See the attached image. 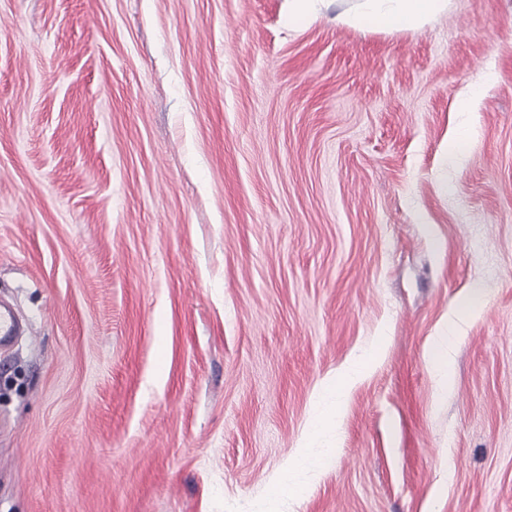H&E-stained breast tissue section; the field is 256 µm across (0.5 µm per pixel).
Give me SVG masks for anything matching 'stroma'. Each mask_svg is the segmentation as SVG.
I'll use <instances>...</instances> for the list:
<instances>
[{
	"mask_svg": "<svg viewBox=\"0 0 512 512\" xmlns=\"http://www.w3.org/2000/svg\"><path fill=\"white\" fill-rule=\"evenodd\" d=\"M352 5L0 0V512H512V0ZM334 0H288V24L316 19ZM336 20L359 29L416 30L448 10L447 0H354ZM27 325H23L15 314L0 306V347L9 345L16 336L25 334ZM466 317H469V314L462 310H450L448 313V323H446L444 332L441 336H435L431 343L429 349L430 361L442 386H447L451 382V374L449 370H447V367L455 342L459 337L457 335L461 324ZM362 356L358 360L349 363L341 372L340 379L334 384H327L323 386L321 390L322 399H332L334 404V410L330 415V419L327 420L325 425H336V419L339 418L340 404L342 397V389L345 386H349L357 382L364 374L361 362Z\"/></svg>",
	"mask_w": 512,
	"mask_h": 512,
	"instance_id": "obj_1",
	"label": "stroma"
}]
</instances>
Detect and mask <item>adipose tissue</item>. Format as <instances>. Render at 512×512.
Here are the masks:
<instances>
[{
	"mask_svg": "<svg viewBox=\"0 0 512 512\" xmlns=\"http://www.w3.org/2000/svg\"><path fill=\"white\" fill-rule=\"evenodd\" d=\"M448 8V0H355L353 7L338 14L339 22L359 29L386 31L415 30ZM466 314L450 310L441 336L431 343L430 361L442 385H449L448 363Z\"/></svg>",
	"mask_w": 512,
	"mask_h": 512,
	"instance_id": "1",
	"label": "adipose tissue"
}]
</instances>
